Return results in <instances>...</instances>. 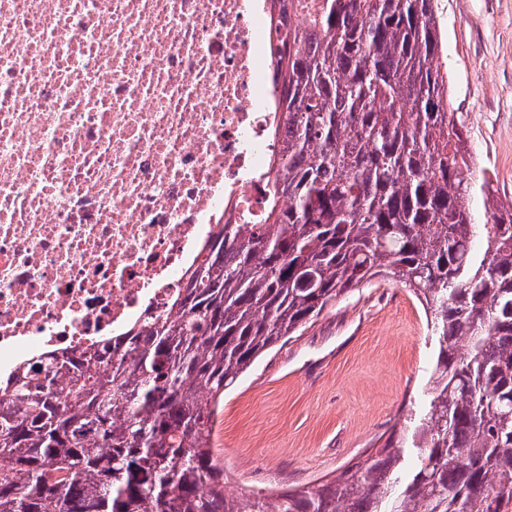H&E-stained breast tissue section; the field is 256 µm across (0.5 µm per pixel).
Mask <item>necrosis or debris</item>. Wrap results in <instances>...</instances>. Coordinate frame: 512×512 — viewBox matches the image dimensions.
I'll list each match as a JSON object with an SVG mask.
<instances>
[{"instance_id": "obj_1", "label": "necrosis or debris", "mask_w": 512, "mask_h": 512, "mask_svg": "<svg viewBox=\"0 0 512 512\" xmlns=\"http://www.w3.org/2000/svg\"><path fill=\"white\" fill-rule=\"evenodd\" d=\"M288 0H0V376L176 316L256 224Z\"/></svg>"}]
</instances>
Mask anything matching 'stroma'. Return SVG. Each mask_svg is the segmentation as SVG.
Here are the masks:
<instances>
[{"label":"stroma","mask_w":512,"mask_h":512,"mask_svg":"<svg viewBox=\"0 0 512 512\" xmlns=\"http://www.w3.org/2000/svg\"><path fill=\"white\" fill-rule=\"evenodd\" d=\"M452 109L468 128L486 200L512 204V0H438ZM434 349L402 284L377 280L326 308L224 392L213 443L228 493L244 500L296 489L358 457L420 408Z\"/></svg>","instance_id":"obj_1"}]
</instances>
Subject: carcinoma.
Returning <instances> with one entry per match:
<instances>
[{"instance_id":"1","label":"carcinoma","mask_w":512,"mask_h":512,"mask_svg":"<svg viewBox=\"0 0 512 512\" xmlns=\"http://www.w3.org/2000/svg\"><path fill=\"white\" fill-rule=\"evenodd\" d=\"M278 59L262 224H224L174 320L0 379V512H512V204L475 223L436 0H309ZM388 277L437 353L421 412L334 477L253 502L213 448L224 390Z\"/></svg>"}]
</instances>
